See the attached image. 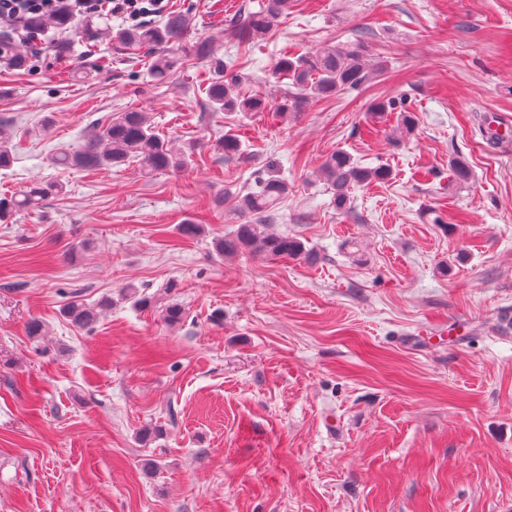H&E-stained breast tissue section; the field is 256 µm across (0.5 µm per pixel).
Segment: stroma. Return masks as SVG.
<instances>
[{
    "label": "stroma",
    "mask_w": 512,
    "mask_h": 512,
    "mask_svg": "<svg viewBox=\"0 0 512 512\" xmlns=\"http://www.w3.org/2000/svg\"><path fill=\"white\" fill-rule=\"evenodd\" d=\"M260 2L169 0L191 27L160 82L113 43L121 16L33 35L27 73L0 65V119L20 141L0 197L63 186L0 221V512H512V140L477 128L512 127V0H288L265 39L231 35ZM359 39L388 61L359 89L282 117L207 108L198 42L273 107L289 91L278 59ZM388 97L405 98L412 135L370 114ZM130 109L192 148L186 168L54 164ZM337 149L391 171L346 213L321 172ZM272 165L288 184L272 230L313 259L219 256L238 195ZM187 220L204 234L181 237ZM75 292L112 308L75 327ZM497 123V126L495 124ZM503 123L493 118L484 117L482 123L478 125L479 133L488 146H497L504 139H508L512 135L509 127H505L504 133L500 130Z\"/></svg>",
    "instance_id": "stroma-1"
}]
</instances>
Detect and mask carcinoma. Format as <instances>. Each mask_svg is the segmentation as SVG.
<instances>
[{"label":"carcinoma","instance_id":"obj_1","mask_svg":"<svg viewBox=\"0 0 512 512\" xmlns=\"http://www.w3.org/2000/svg\"><path fill=\"white\" fill-rule=\"evenodd\" d=\"M288 5V0H262L256 12L248 14L241 24L229 21L238 35L250 38L265 36L278 22ZM33 32L48 28L63 29L74 24L71 13L63 9L51 17L32 15L26 20ZM189 26V18L179 12L169 14L159 24H142L123 28L113 33L112 38L120 44L134 49L146 50L150 58L151 74L162 79L170 75L177 65L176 50L183 42ZM0 60L15 71L30 68L28 54L15 43L0 38ZM386 69V62L369 58L365 44H333L315 53L283 58L276 62L274 74H284L292 81L294 91L288 101L278 105V115L297 112L307 103L335 93L338 90H356L373 73ZM217 76L206 88L210 107L215 112H263L268 104L260 96L244 97L235 90L236 79L225 74L224 65L216 63ZM400 103L393 98L372 103L370 112L381 116L387 112L399 111L398 126L410 134L414 130L411 112L398 109ZM502 122L485 117L478 125L482 139L489 146H497L512 136V129H500ZM8 120H0V170L10 168L15 160L16 144ZM56 165L96 170L100 167H120L137 162L147 172L180 170L187 163L186 154L174 148L170 141L162 138L155 130L147 112L130 110L115 112L106 122L83 143L69 152L54 158ZM322 172L333 191L336 210L345 212L350 208V188L372 181H383L389 177L384 167L364 168L354 162L343 150H336L322 164ZM450 182L463 187L471 180V169L463 158H454L449 164ZM62 185L49 183L34 186L22 197L0 198V220L9 217L19 209L38 206L49 197L59 194ZM288 194V184L270 169L267 177L258 180L254 187L238 196L234 215L242 223L234 225L231 232L214 242L215 251L226 257L239 255L263 256L271 259L310 258L302 240L286 234L271 232L274 223L273 206ZM112 308V300L104 298L95 305H87L78 296H72L63 307V313L71 323L91 327L101 316Z\"/></svg>","mask_w":512,"mask_h":512}]
</instances>
